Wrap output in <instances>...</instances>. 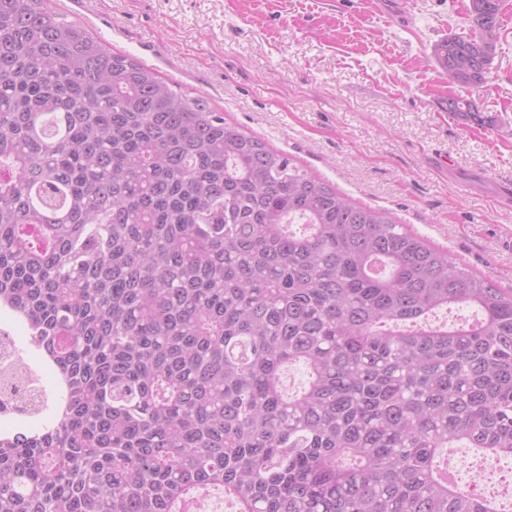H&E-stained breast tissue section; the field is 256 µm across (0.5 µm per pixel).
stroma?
Returning <instances> with one entry per match:
<instances>
[{
	"mask_svg": "<svg viewBox=\"0 0 512 512\" xmlns=\"http://www.w3.org/2000/svg\"><path fill=\"white\" fill-rule=\"evenodd\" d=\"M113 52L204 97L352 202L512 289V24L486 82L443 74L434 47L470 32V0H46ZM476 102L491 126L450 116Z\"/></svg>",
	"mask_w": 512,
	"mask_h": 512,
	"instance_id": "35a3bbf8",
	"label": "stroma"
}]
</instances>
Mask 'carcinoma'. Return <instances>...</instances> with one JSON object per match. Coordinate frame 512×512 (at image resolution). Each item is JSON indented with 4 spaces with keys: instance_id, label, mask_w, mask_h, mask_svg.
Returning a JSON list of instances; mask_svg holds the SVG:
<instances>
[{
    "instance_id": "obj_1",
    "label": "carcinoma",
    "mask_w": 512,
    "mask_h": 512,
    "mask_svg": "<svg viewBox=\"0 0 512 512\" xmlns=\"http://www.w3.org/2000/svg\"><path fill=\"white\" fill-rule=\"evenodd\" d=\"M479 2L435 54L461 86L493 61L474 43L502 0ZM1 304L62 396L0 435V512H183L213 490L232 512H493L443 460L512 457V291L45 0H0ZM453 306L475 319L431 321ZM43 404L30 387L15 409ZM478 453V454H476ZM483 454L477 448H468L464 444L455 445L452 448V457L454 459L455 469L460 480V487H467L471 481V476L475 472V457Z\"/></svg>"
}]
</instances>
